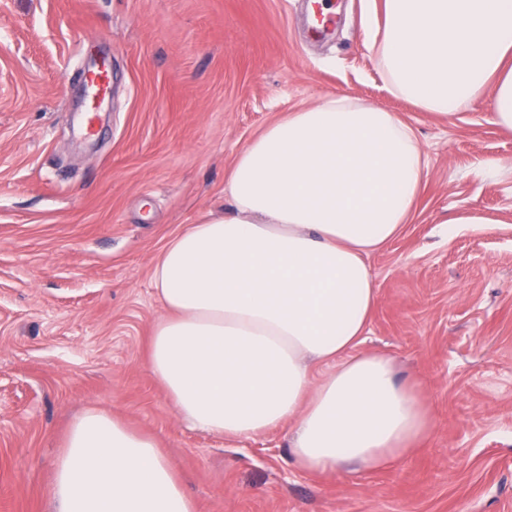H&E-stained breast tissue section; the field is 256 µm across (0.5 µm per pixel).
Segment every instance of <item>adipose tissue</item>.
I'll list each match as a JSON object with an SVG mask.
<instances>
[{"label":"adipose tissue","mask_w":512,"mask_h":512,"mask_svg":"<svg viewBox=\"0 0 512 512\" xmlns=\"http://www.w3.org/2000/svg\"><path fill=\"white\" fill-rule=\"evenodd\" d=\"M370 50L392 94L454 118L490 98L512 130V0H383ZM426 158L393 113L328 97L235 158L230 212L189 225L152 281L167 315L148 363L177 414L243 440L291 426L294 465L378 470L433 413L389 356L360 351L376 304L368 258L409 223ZM321 377H314V367ZM54 512H197L157 440L91 406L53 469Z\"/></svg>","instance_id":"obj_1"}]
</instances>
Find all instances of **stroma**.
I'll return each instance as SVG.
<instances>
[{"instance_id": "stroma-1", "label": "stroma", "mask_w": 512, "mask_h": 512, "mask_svg": "<svg viewBox=\"0 0 512 512\" xmlns=\"http://www.w3.org/2000/svg\"><path fill=\"white\" fill-rule=\"evenodd\" d=\"M0 0V512H53L71 418L100 406L154 435L197 512H512V132L488 100L455 119L394 96L368 50L382 0ZM112 63L79 137L82 67ZM346 96L397 114L427 178L370 256L362 350L391 355L433 411L393 467L300 471L291 430L191 427L147 365L169 240L231 208L236 155L288 111Z\"/></svg>"}]
</instances>
